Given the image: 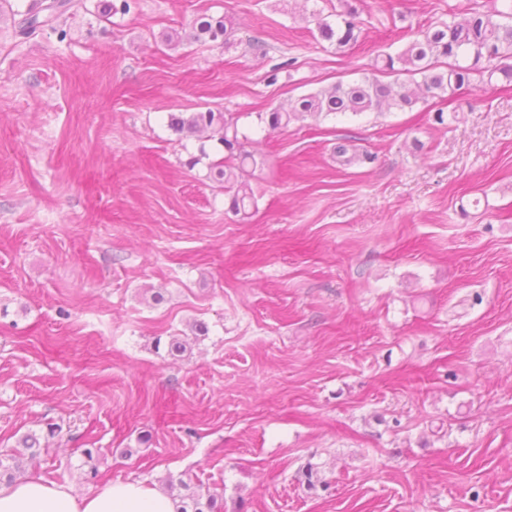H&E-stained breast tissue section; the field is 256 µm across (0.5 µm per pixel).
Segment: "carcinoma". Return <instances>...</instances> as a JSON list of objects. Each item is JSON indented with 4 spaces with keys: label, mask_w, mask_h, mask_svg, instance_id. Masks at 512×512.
I'll list each match as a JSON object with an SVG mask.
<instances>
[{
    "label": "carcinoma",
    "mask_w": 512,
    "mask_h": 512,
    "mask_svg": "<svg viewBox=\"0 0 512 512\" xmlns=\"http://www.w3.org/2000/svg\"><path fill=\"white\" fill-rule=\"evenodd\" d=\"M80 0H31L19 25V34L29 37L51 27L69 10L79 7ZM338 20L331 23L315 16L319 37L345 47L357 41V11L343 4ZM512 19V4L506 11L495 14L475 11L463 24L442 23L430 26L416 35L395 56H387L385 68L404 75L422 76V85L430 97H442L450 90L470 83L473 73L479 71L482 58L489 60L502 54L512 57V24L503 25L498 18ZM196 39L215 41L229 35L226 17L199 15L194 22ZM419 100L417 92L404 84L393 88L377 77H365L352 83H336L314 93L303 95L265 113L268 131L288 127L307 116L357 114L369 110L389 111L413 108ZM170 125L187 134L205 132L208 138L224 147L227 155L208 164V178L224 188L229 196V210L247 218L255 208V195L248 180L247 168L256 165L253 155L241 149L237 131L224 113L207 109L187 115L173 116ZM341 164L351 165L372 160L367 153H348L345 145L334 148ZM185 493L176 502V512H224L223 496L216 491L196 485L192 480H180Z\"/></svg>",
    "instance_id": "carcinoma-1"
}]
</instances>
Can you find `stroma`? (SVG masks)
Segmentation results:
<instances>
[{"label": "stroma", "mask_w": 512, "mask_h": 512, "mask_svg": "<svg viewBox=\"0 0 512 512\" xmlns=\"http://www.w3.org/2000/svg\"><path fill=\"white\" fill-rule=\"evenodd\" d=\"M104 2L26 38L0 0V453L36 435L25 473L79 495L194 475L224 512H512V84L262 119L504 0H354L344 48L313 35L341 0ZM207 108L257 160L249 219L169 125ZM194 29L197 40L208 38L211 41H216L220 37L226 38L230 34L228 22L224 15L201 14L194 22Z\"/></svg>", "instance_id": "stroma-1"}]
</instances>
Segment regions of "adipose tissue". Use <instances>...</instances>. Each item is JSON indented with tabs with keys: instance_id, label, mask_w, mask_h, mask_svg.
Instances as JSON below:
<instances>
[{
	"instance_id": "adipose-tissue-1",
	"label": "adipose tissue",
	"mask_w": 512,
	"mask_h": 512,
	"mask_svg": "<svg viewBox=\"0 0 512 512\" xmlns=\"http://www.w3.org/2000/svg\"><path fill=\"white\" fill-rule=\"evenodd\" d=\"M165 492L135 480L117 481L93 495L79 496L69 485L28 477L0 488V512H175Z\"/></svg>"
}]
</instances>
